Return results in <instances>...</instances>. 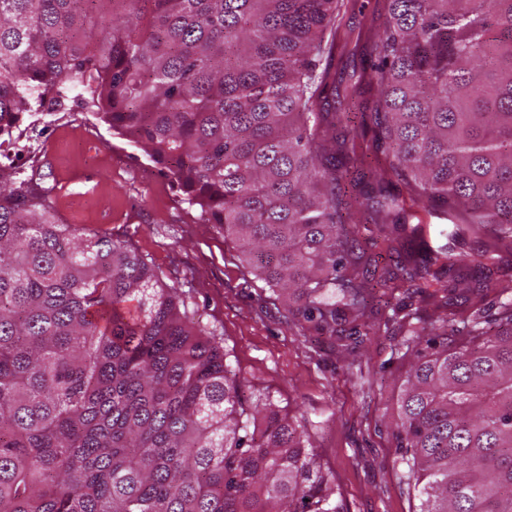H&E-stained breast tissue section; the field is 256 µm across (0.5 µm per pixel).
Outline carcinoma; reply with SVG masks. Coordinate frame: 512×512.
Masks as SVG:
<instances>
[{
	"label": "carcinoma",
	"mask_w": 512,
	"mask_h": 512,
	"mask_svg": "<svg viewBox=\"0 0 512 512\" xmlns=\"http://www.w3.org/2000/svg\"><path fill=\"white\" fill-rule=\"evenodd\" d=\"M350 9L0 0V117L34 118L64 85L168 170L286 317L357 344L392 311L417 512H512V279L486 320L468 274L493 249L412 246L435 214L512 239V0H386L344 86ZM356 214L385 253L360 245ZM310 447L270 396L245 399L135 249L0 172V512H343Z\"/></svg>",
	"instance_id": "obj_1"
}]
</instances>
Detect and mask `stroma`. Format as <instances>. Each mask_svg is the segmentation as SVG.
<instances>
[{
	"label": "stroma",
	"instance_id": "35a3bbf8",
	"mask_svg": "<svg viewBox=\"0 0 512 512\" xmlns=\"http://www.w3.org/2000/svg\"><path fill=\"white\" fill-rule=\"evenodd\" d=\"M26 154L25 178L50 189L64 223L134 247L178 288L251 391L304 417L345 512H416L390 426L405 371L399 336L375 326L355 352L335 351L287 319L218 226L81 101L40 121Z\"/></svg>",
	"mask_w": 512,
	"mask_h": 512
}]
</instances>
